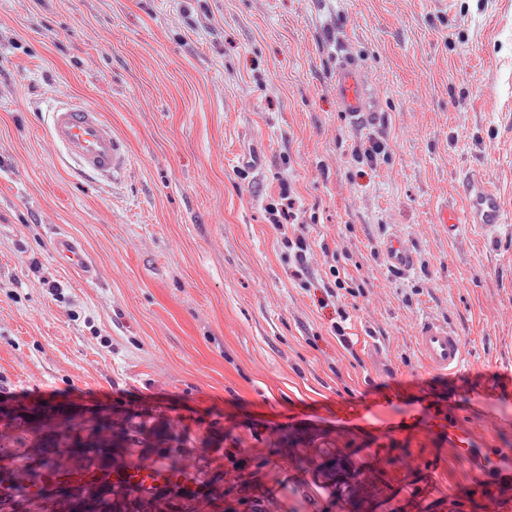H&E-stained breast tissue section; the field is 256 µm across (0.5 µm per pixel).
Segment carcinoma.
<instances>
[{"label":"carcinoma","mask_w":512,"mask_h":512,"mask_svg":"<svg viewBox=\"0 0 512 512\" xmlns=\"http://www.w3.org/2000/svg\"><path fill=\"white\" fill-rule=\"evenodd\" d=\"M18 420L28 424L31 440L27 448L13 450L10 443L18 440L12 433L13 426H1L0 463H5L13 473L11 496L18 500L32 498V512H44L42 502L46 497L55 502V512H69L67 488L45 486L44 476L52 464L63 460L75 467L107 469L114 465L126 466L131 460L124 453L114 455L112 449L120 448L128 441L158 449L153 463L190 474L197 489L176 487L171 491H161L154 488L143 492L110 485L87 486L84 489L83 512H206L224 501V479L219 476L203 479L193 461L179 449L162 447L169 438V432L163 428L152 431L153 440L149 441L144 437H133L117 422L111 424L98 418L75 424L71 418L61 414L35 418L19 413L12 418L14 422Z\"/></svg>","instance_id":"cac0c4a2"}]
</instances>
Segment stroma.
<instances>
[{
	"label": "stroma",
	"instance_id": "stroma-1",
	"mask_svg": "<svg viewBox=\"0 0 512 512\" xmlns=\"http://www.w3.org/2000/svg\"><path fill=\"white\" fill-rule=\"evenodd\" d=\"M340 45L383 128L343 122ZM67 97L124 141L115 176L72 174L50 143ZM371 141L383 151L357 157ZM473 168L512 212V0H0V408L172 424L198 469L237 471L232 512H417L394 495L420 470L381 446L433 463L430 512L452 494L481 512L478 471L439 455L447 433L391 436L405 406L336 424L338 402L384 384L512 370V222L494 242L436 222ZM284 184L304 268L267 219ZM58 231L95 278L55 258ZM390 235L416 255L408 274L386 267ZM426 317L465 337L457 376L422 364Z\"/></svg>",
	"mask_w": 512,
	"mask_h": 512
}]
</instances>
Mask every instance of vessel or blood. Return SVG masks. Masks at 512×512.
<instances>
[{
  "mask_svg": "<svg viewBox=\"0 0 512 512\" xmlns=\"http://www.w3.org/2000/svg\"><path fill=\"white\" fill-rule=\"evenodd\" d=\"M336 100L345 120L354 125H378L382 120L376 99L368 90L363 67L351 55L337 53L332 77ZM51 142L78 170L101 176H110L126 164L128 154L112 132V125L99 110L84 103H59L48 114ZM458 201L442 204L439 221L445 224L449 235H456L461 225H468L487 239H497L502 224L507 221L503 199L484 174L471 171L465 174L457 191ZM58 257L80 272H88L89 264L77 243L68 236H56L53 241ZM390 271L404 274L416 264L414 252L400 239L389 236L381 245ZM416 348L426 366L437 375L453 377L465 363L466 345L460 332L448 322L428 318L423 320L415 334ZM497 387L460 391L447 395L437 391L411 393L404 384L389 388L379 395L377 402L366 406L350 405L340 408V418L355 419L366 414H377L388 402L410 398L412 411L408 420L398 422L395 431L405 436L431 432L434 423L451 422L454 431L448 437L449 459L467 457L474 436H488L498 425V418L486 402L500 395ZM490 456L500 460V467L480 483V492L490 502L494 512H512V448H493ZM49 479L54 484L113 483L150 490L156 485L173 483L186 485L181 473L171 472L147 463L138 468L115 467L101 471L93 467L77 469L60 462L52 466Z\"/></svg>",
  "mask_w": 512,
  "mask_h": 512,
  "instance_id": "obj_1",
  "label": "vessel or blood"
}]
</instances>
